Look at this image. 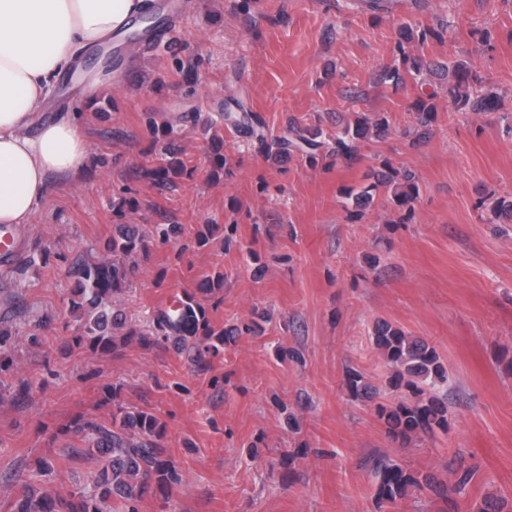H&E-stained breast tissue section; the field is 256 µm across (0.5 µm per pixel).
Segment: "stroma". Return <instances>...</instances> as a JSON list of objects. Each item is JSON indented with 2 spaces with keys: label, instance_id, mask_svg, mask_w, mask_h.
I'll return each instance as SVG.
<instances>
[{
  "label": "stroma",
  "instance_id": "1",
  "mask_svg": "<svg viewBox=\"0 0 512 512\" xmlns=\"http://www.w3.org/2000/svg\"><path fill=\"white\" fill-rule=\"evenodd\" d=\"M353 2L186 0L163 39L110 67L88 48L79 76L62 78L49 109L80 113L90 163L52 180L20 252L0 263V329L14 340L0 370V499L32 484L55 495L92 486L96 462L67 428L111 421L120 404L158 416L157 442L181 475L139 512H443L426 494L379 501L380 455L441 480L474 468L458 512L489 495L512 506V224L486 223L477 207L512 199V129L442 93L431 134L413 141L418 84L376 81L400 23L444 25L426 59L467 61L512 113V0H402L391 16ZM83 74L100 83L94 101ZM232 99L270 140L289 119L330 132L350 112L386 113L391 131L354 164L313 169L229 130ZM159 111L175 117L187 168L168 184L141 175L163 158L144 124ZM384 159L416 175L409 223H393L382 193L364 218L343 207L344 189L367 185ZM117 224L147 233L122 294L134 333L94 352L74 341L75 262L105 255ZM157 224L178 225L177 238L151 236ZM185 296L213 328L242 334L201 362L141 342L155 311ZM380 320L425 339L447 371L448 428L432 438L393 441L374 403L349 392L356 371L376 403L410 397L374 346Z\"/></svg>",
  "mask_w": 512,
  "mask_h": 512
}]
</instances>
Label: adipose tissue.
Wrapping results in <instances>:
<instances>
[{"instance_id":"adipose-tissue-1","label":"adipose tissue","mask_w":512,"mask_h":512,"mask_svg":"<svg viewBox=\"0 0 512 512\" xmlns=\"http://www.w3.org/2000/svg\"><path fill=\"white\" fill-rule=\"evenodd\" d=\"M145 8L144 0H0V228L20 232L53 178L86 167L79 122L45 107L85 49Z\"/></svg>"}]
</instances>
